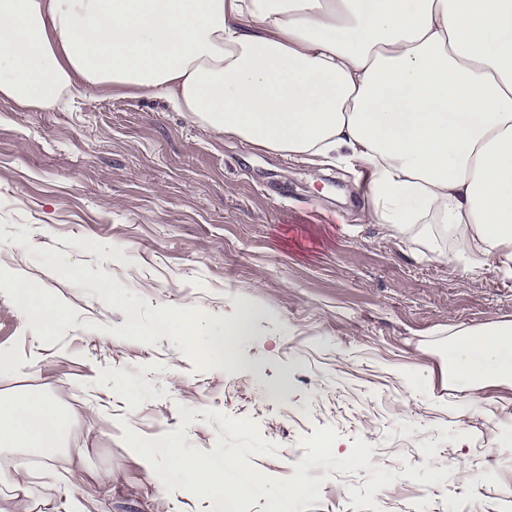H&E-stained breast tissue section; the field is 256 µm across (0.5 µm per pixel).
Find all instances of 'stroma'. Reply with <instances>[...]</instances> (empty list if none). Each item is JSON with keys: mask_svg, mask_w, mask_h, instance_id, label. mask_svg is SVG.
Instances as JSON below:
<instances>
[{"mask_svg": "<svg viewBox=\"0 0 512 512\" xmlns=\"http://www.w3.org/2000/svg\"><path fill=\"white\" fill-rule=\"evenodd\" d=\"M364 182L131 91L45 111L0 100V269L22 270L65 310L35 336L0 288V356L13 366L0 393H44L69 415L67 449L29 495L10 476L31 451L0 452V512H65L72 497L88 512H211V499L167 492L123 440L128 427L149 438L181 427L185 447L212 452L224 430L209 408L277 445L248 458L276 479L294 475L315 428L336 430L340 457L355 438L371 444L370 468L308 469L324 483L307 512H356L348 490L374 466L397 475L374 495L383 512H512V387L467 400L447 352L449 333L512 321V276L494 259H451L438 224L396 236L365 223ZM245 302L252 331L227 362L212 332ZM186 309L201 325L193 340L157 330ZM409 465L450 474L420 484Z\"/></svg>", "mask_w": 512, "mask_h": 512, "instance_id": "35a3bbf8", "label": "stroma"}]
</instances>
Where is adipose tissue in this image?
Segmentation results:
<instances>
[{
    "mask_svg": "<svg viewBox=\"0 0 512 512\" xmlns=\"http://www.w3.org/2000/svg\"><path fill=\"white\" fill-rule=\"evenodd\" d=\"M131 89L201 127L366 174L369 224L432 218L476 268L512 265V0H0V99L45 110ZM42 332L63 317L0 274ZM448 373L512 384V322L453 333ZM47 395L0 394V447H64Z\"/></svg>",
    "mask_w": 512,
    "mask_h": 512,
    "instance_id": "adipose-tissue-1",
    "label": "adipose tissue"
}]
</instances>
